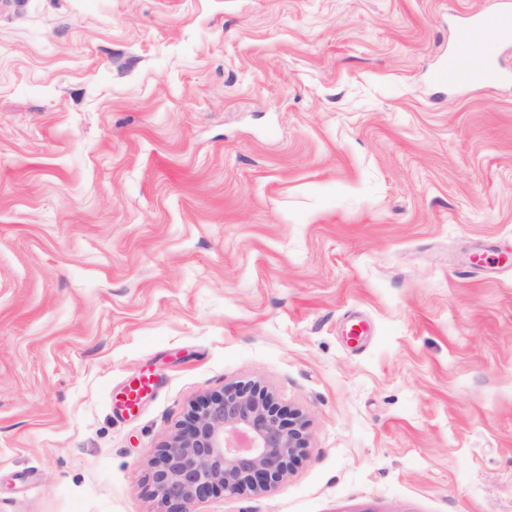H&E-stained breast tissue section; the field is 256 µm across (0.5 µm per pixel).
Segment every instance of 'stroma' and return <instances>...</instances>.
Returning <instances> with one entry per match:
<instances>
[{
  "mask_svg": "<svg viewBox=\"0 0 512 512\" xmlns=\"http://www.w3.org/2000/svg\"><path fill=\"white\" fill-rule=\"evenodd\" d=\"M497 3L0 0V512H163L249 382L308 446L190 512H512V84L437 80Z\"/></svg>",
  "mask_w": 512,
  "mask_h": 512,
  "instance_id": "stroma-1",
  "label": "stroma"
}]
</instances>
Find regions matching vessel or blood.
Masks as SVG:
<instances>
[{
    "mask_svg": "<svg viewBox=\"0 0 512 512\" xmlns=\"http://www.w3.org/2000/svg\"><path fill=\"white\" fill-rule=\"evenodd\" d=\"M490 34L504 44H512V0H500L497 8L476 14L470 22L458 28L456 37L468 46L470 54L449 56L438 74L439 81L451 85L462 76L472 83L487 86L512 81V71L504 70L495 59L488 58L477 65L471 58Z\"/></svg>",
    "mask_w": 512,
    "mask_h": 512,
    "instance_id": "vessel-or-blood-1",
    "label": "vessel or blood"
}]
</instances>
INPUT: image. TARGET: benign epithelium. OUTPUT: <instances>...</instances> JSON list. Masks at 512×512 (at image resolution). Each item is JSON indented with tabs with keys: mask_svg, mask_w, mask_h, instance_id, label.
<instances>
[{
	"mask_svg": "<svg viewBox=\"0 0 512 512\" xmlns=\"http://www.w3.org/2000/svg\"><path fill=\"white\" fill-rule=\"evenodd\" d=\"M308 448L307 422L257 383L231 384L192 405L181 428L157 449L154 496L187 506L221 490L267 492Z\"/></svg>",
	"mask_w": 512,
	"mask_h": 512,
	"instance_id": "1",
	"label": "benign epithelium"
}]
</instances>
